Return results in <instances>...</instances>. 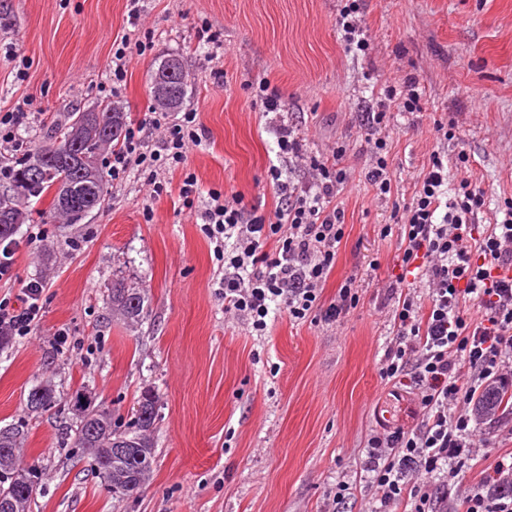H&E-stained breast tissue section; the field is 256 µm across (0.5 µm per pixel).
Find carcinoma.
<instances>
[{"instance_id": "1", "label": "carcinoma", "mask_w": 512, "mask_h": 512, "mask_svg": "<svg viewBox=\"0 0 512 512\" xmlns=\"http://www.w3.org/2000/svg\"><path fill=\"white\" fill-rule=\"evenodd\" d=\"M173 71L166 81V92L152 95L154 108L176 112L187 93V79L182 59L172 57ZM126 125L122 106L106 103L97 111L79 117L72 112L66 123L55 127L44 142L33 143L12 168V197L0 196V240L11 238L24 223L25 213L15 200H41L52 197L50 209L42 218H61L67 224H79L105 204L108 180L97 164L100 152L119 143ZM37 167L51 168L52 178L26 183ZM107 308L129 326L145 315V294L121 280L112 281ZM58 402L55 386L45 381L32 388L26 408L40 413ZM512 409V389L489 385L473 399L474 413L481 418L494 417ZM76 416L74 429L61 438L63 447L79 448L90 456L100 482L116 497L139 491L153 470L156 460L154 429L158 415L157 399L151 392L141 394L134 417L125 427L112 421V412L94 407L77 398L70 405ZM27 439L24 426H12L0 432V499L8 502L9 512H28L40 479L38 470L23 466L21 450Z\"/></svg>"}]
</instances>
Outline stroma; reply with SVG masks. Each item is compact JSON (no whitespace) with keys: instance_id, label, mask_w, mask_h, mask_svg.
I'll list each match as a JSON object with an SVG mask.
<instances>
[{"instance_id":"obj_1","label":"stroma","mask_w":512,"mask_h":512,"mask_svg":"<svg viewBox=\"0 0 512 512\" xmlns=\"http://www.w3.org/2000/svg\"><path fill=\"white\" fill-rule=\"evenodd\" d=\"M341 0H0V115L34 113L24 143L45 139L70 112L115 102L129 121L147 118L151 75L179 56L188 75L183 111L208 133L152 197L137 174L111 185L83 222L42 220L48 200L26 203L14 236L15 264L0 299L17 300L45 281L41 318L0 348V428H28L24 464L38 468L31 512H333L338 481L351 486L348 512H366L361 476L371 429L419 422L403 385L382 381L379 359L392 336L377 281L398 274L400 240L382 236L391 204L365 179L361 114L386 85L415 78L420 112H393L389 171L398 200L410 202L432 151L466 153L493 220L512 197V0H361L368 54L345 52L336 18ZM148 38L112 86V42ZM270 81L311 150L342 143L350 173L340 194L346 235L322 293L360 279V302L340 321L290 320L277 312L264 335L224 314L223 271L197 222L208 193L241 195L270 213L278 200L264 182L275 134L253 94ZM455 121L453 139L438 123ZM198 179L192 202L179 194L184 172ZM144 290L136 326L106 308L113 279ZM61 404L28 413L40 381ZM158 397L156 463L137 494L112 496L79 449L61 447L72 418L65 401L82 392L128 421L143 391ZM489 446L449 483L433 482L450 512L512 457V427L485 422Z\"/></svg>"}]
</instances>
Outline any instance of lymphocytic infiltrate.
I'll return each mask as SVG.
<instances>
[{"label":"lymphocytic infiltrate","instance_id":"obj_1","mask_svg":"<svg viewBox=\"0 0 512 512\" xmlns=\"http://www.w3.org/2000/svg\"><path fill=\"white\" fill-rule=\"evenodd\" d=\"M359 9L360 0H345L336 23L345 50L364 55L370 43ZM257 96L273 116L277 162L266 180L278 204L264 215L247 208L242 198L210 192L201 220L224 266V310L258 334L266 331L269 314L281 309L295 321L318 308L325 319L340 320L360 301L356 275L343 279L328 307L320 301L345 236V209L338 200L349 178L340 164L344 149L308 152L299 127L282 113L278 88L260 83ZM419 99L409 79L402 87H387L376 111L366 115L370 164L365 178L380 199L393 194L389 111H417ZM205 136L195 113L173 120L168 113L152 112L130 123L112 148L109 175L119 183L138 169L152 195H160L167 189L161 171L180 168ZM299 164L305 172L296 179L291 172ZM457 171L456 181H449L447 159L431 153L411 202L393 203L392 222L382 229L383 236L400 238L402 272L376 285L393 321L379 373L387 380H406L421 419L406 429L371 431L369 512H394L402 501L408 512H438L428 478L454 473L488 446L470 412L474 396L490 381L512 387V279L498 275L512 267V201L493 223H480L485 200L472 184L467 156H459ZM270 242L275 248L269 253ZM43 288L35 281L21 302L0 299V330L28 335L41 318Z\"/></svg>","mask_w":512,"mask_h":512}]
</instances>
